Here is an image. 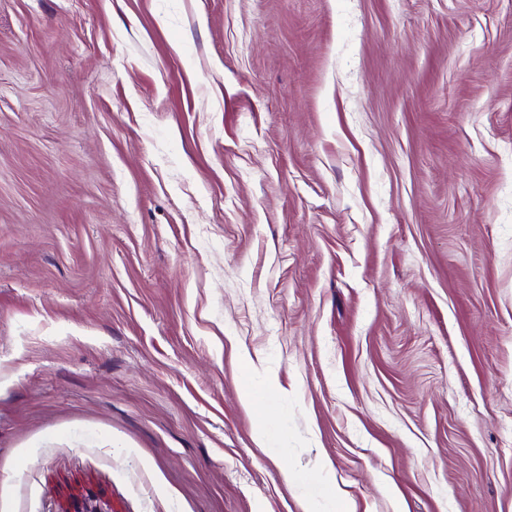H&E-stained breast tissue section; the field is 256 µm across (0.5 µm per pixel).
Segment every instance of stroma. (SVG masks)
<instances>
[{
  "instance_id": "35a3bbf8",
  "label": "stroma",
  "mask_w": 512,
  "mask_h": 512,
  "mask_svg": "<svg viewBox=\"0 0 512 512\" xmlns=\"http://www.w3.org/2000/svg\"><path fill=\"white\" fill-rule=\"evenodd\" d=\"M333 488L512 512V0H0V512Z\"/></svg>"
}]
</instances>
